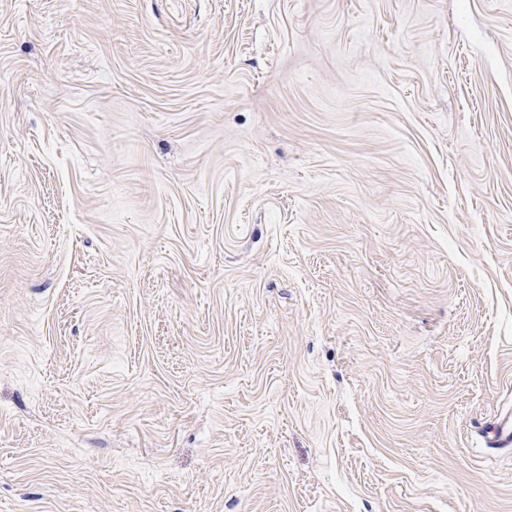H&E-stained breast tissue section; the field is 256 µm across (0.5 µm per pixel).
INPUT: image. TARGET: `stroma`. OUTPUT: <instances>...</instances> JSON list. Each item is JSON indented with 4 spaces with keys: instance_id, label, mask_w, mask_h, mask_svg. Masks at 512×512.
<instances>
[{
    "instance_id": "stroma-1",
    "label": "stroma",
    "mask_w": 512,
    "mask_h": 512,
    "mask_svg": "<svg viewBox=\"0 0 512 512\" xmlns=\"http://www.w3.org/2000/svg\"><path fill=\"white\" fill-rule=\"evenodd\" d=\"M512 0H0V512H512ZM490 448L511 450L512 448V413L509 410L500 411L489 424L487 430H482ZM491 434V437H489Z\"/></svg>"
}]
</instances>
